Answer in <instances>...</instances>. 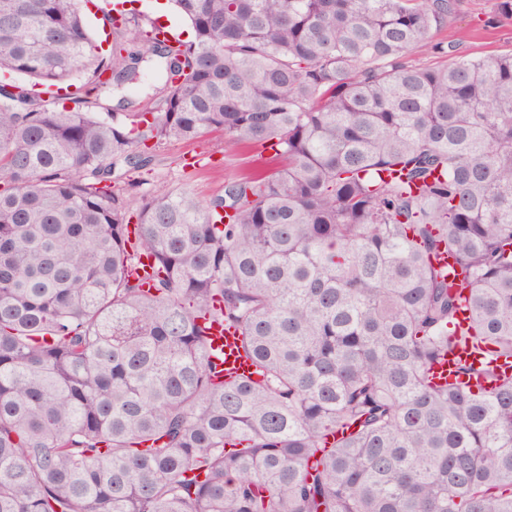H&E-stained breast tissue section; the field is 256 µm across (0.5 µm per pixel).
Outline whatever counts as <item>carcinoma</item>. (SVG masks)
I'll return each mask as SVG.
<instances>
[{"instance_id":"1","label":"carcinoma","mask_w":512,"mask_h":512,"mask_svg":"<svg viewBox=\"0 0 512 512\" xmlns=\"http://www.w3.org/2000/svg\"><path fill=\"white\" fill-rule=\"evenodd\" d=\"M172 2L190 39L130 9L105 50L81 0H0V512H512V374L430 378L465 293L512 358V54L432 42L454 0ZM151 68L122 119L33 90ZM214 130L282 164L126 195ZM211 350L222 357L224 369L233 375L249 376L253 371L250 359L239 348V336L234 329L216 326L212 329Z\"/></svg>"}]
</instances>
